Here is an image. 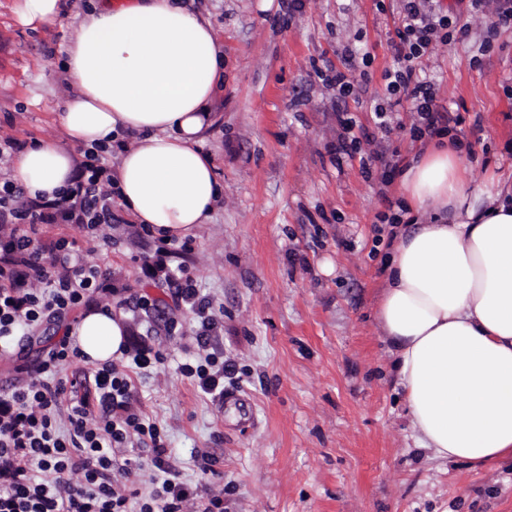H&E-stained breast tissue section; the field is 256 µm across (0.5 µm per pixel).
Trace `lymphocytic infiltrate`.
Listing matches in <instances>:
<instances>
[{
	"mask_svg": "<svg viewBox=\"0 0 512 512\" xmlns=\"http://www.w3.org/2000/svg\"><path fill=\"white\" fill-rule=\"evenodd\" d=\"M440 0H402L394 49L398 67L387 85L389 94L408 102L429 134L444 136L447 127L435 109L429 81L415 66L440 32L450 26ZM112 170L105 156L89 151L73 187L54 199L30 198L9 180L0 181V349L28 336L44 321L65 322L81 307L93 304L111 276L90 265L73 243L61 239L51 249L38 243L46 224H72L97 239L113 212ZM187 245L160 241L154 258L178 264L167 279L175 308L196 315L193 339L201 352L197 364H181V374L203 393L223 398L228 368L224 353L211 349L223 317L212 300L201 295L181 260ZM70 334H63L35 363L26 367L25 382L0 394V512H224V478L215 459L202 457L203 483L182 482L174 457L158 427L129 402L131 368L163 363L162 353L148 347L125 349L121 359L102 364L94 375L93 399L69 392L61 372L79 358ZM148 442L147 456L119 461L118 451L131 437ZM150 474V491L139 488V472Z\"/></svg>",
	"mask_w": 512,
	"mask_h": 512,
	"instance_id": "f902f5d3",
	"label": "lymphocytic infiltrate"
}]
</instances>
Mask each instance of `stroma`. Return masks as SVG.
Returning <instances> with one entry per match:
<instances>
[{
	"instance_id": "35a3bbf8",
	"label": "stroma",
	"mask_w": 512,
	"mask_h": 512,
	"mask_svg": "<svg viewBox=\"0 0 512 512\" xmlns=\"http://www.w3.org/2000/svg\"><path fill=\"white\" fill-rule=\"evenodd\" d=\"M84 2L59 0L54 21L40 25L23 22L22 0H0V136L67 144L56 112L74 90L62 62ZM184 3L224 44L216 119L201 135L223 194L190 235L186 265L224 310L215 342L236 375L230 398L212 401L179 372L197 346L166 340L165 320L189 329L191 313L167 306L151 322L129 319L130 344L165 356L133 370L131 390L181 481H201L206 451L224 473V512H512L511 460L447 462L418 446L377 322L386 251L377 229L400 197V167L431 139L413 134L417 116L404 104L400 129L381 142L397 170L367 179L334 154L340 119L372 129L375 107L388 102L400 0ZM440 5L471 24L468 37L435 40L422 58L440 112L463 119L464 178L472 188L493 173L511 182L512 33L493 29L470 0ZM336 68L352 94L326 83ZM114 213L111 243H88L71 224L43 227L41 241L67 238L111 269L97 303L124 312L131 297L161 291L139 262L153 238L132 236L123 205ZM58 337L44 323L0 356V393Z\"/></svg>"
}]
</instances>
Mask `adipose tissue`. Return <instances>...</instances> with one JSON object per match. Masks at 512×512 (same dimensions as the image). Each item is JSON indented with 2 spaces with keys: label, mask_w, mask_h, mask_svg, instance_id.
Here are the masks:
<instances>
[{
  "label": "adipose tissue",
  "mask_w": 512,
  "mask_h": 512,
  "mask_svg": "<svg viewBox=\"0 0 512 512\" xmlns=\"http://www.w3.org/2000/svg\"><path fill=\"white\" fill-rule=\"evenodd\" d=\"M65 53L76 91L57 117L69 144L19 155L25 193L71 186L70 146L109 149L133 134L115 184L136 222L166 240L206 223L221 187L200 135L224 79L210 22L180 0H91ZM401 188L414 222L395 231L377 319L418 443L450 461L512 458V189L468 188L444 147L424 151ZM72 333L95 367L127 344L107 308L86 311Z\"/></svg>",
  "instance_id": "1"
}]
</instances>
